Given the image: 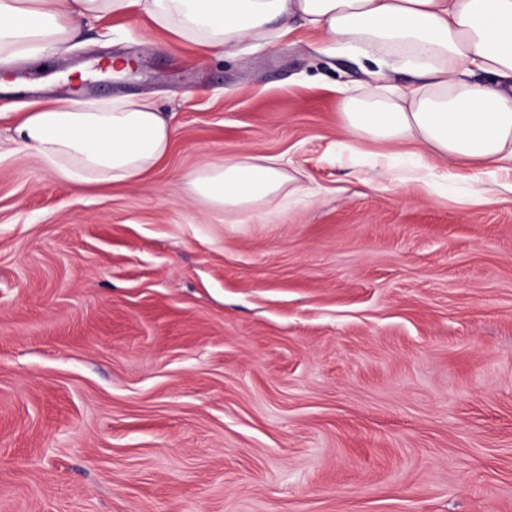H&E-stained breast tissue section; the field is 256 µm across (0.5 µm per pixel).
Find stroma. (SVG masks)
Listing matches in <instances>:
<instances>
[{
    "label": "stroma",
    "mask_w": 512,
    "mask_h": 512,
    "mask_svg": "<svg viewBox=\"0 0 512 512\" xmlns=\"http://www.w3.org/2000/svg\"><path fill=\"white\" fill-rule=\"evenodd\" d=\"M116 55L139 69L0 85L1 142L58 98L179 127L132 184L0 156V512H512V192L341 150L338 90L372 65L314 32L218 60L107 15L56 69ZM244 154L302 192L193 195L188 170Z\"/></svg>",
    "instance_id": "1"
}]
</instances>
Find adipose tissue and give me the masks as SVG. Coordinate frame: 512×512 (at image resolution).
I'll return each mask as SVG.
<instances>
[{"label":"adipose tissue","instance_id":"obj_1","mask_svg":"<svg viewBox=\"0 0 512 512\" xmlns=\"http://www.w3.org/2000/svg\"><path fill=\"white\" fill-rule=\"evenodd\" d=\"M109 14L144 16L217 57L298 26L319 33L325 52L374 64L364 92L341 91L350 151L366 141L413 145L423 163L405 177L428 186L458 167L512 171V0H0V68L53 57L73 41L76 19ZM405 69L419 81L402 89L390 75ZM177 131L149 99L55 100L23 113L11 141L80 189L136 181ZM187 179L199 199L240 214L288 176L279 157L247 155L201 162Z\"/></svg>","mask_w":512,"mask_h":512}]
</instances>
